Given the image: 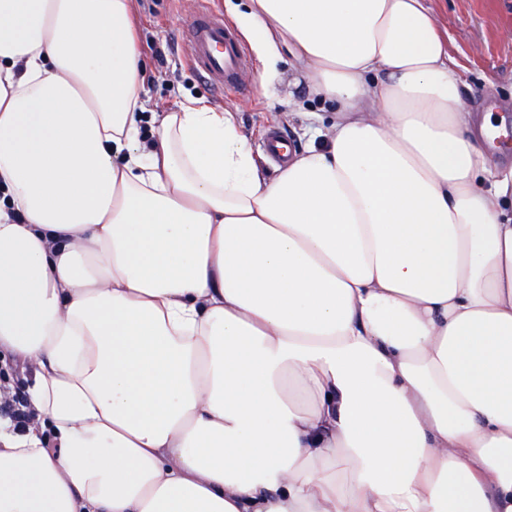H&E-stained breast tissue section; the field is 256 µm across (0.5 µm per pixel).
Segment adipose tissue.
Instances as JSON below:
<instances>
[{
  "label": "adipose tissue",
  "instance_id": "adipose-tissue-1",
  "mask_svg": "<svg viewBox=\"0 0 512 512\" xmlns=\"http://www.w3.org/2000/svg\"><path fill=\"white\" fill-rule=\"evenodd\" d=\"M233 18L335 106L272 177L131 0H0V512H512L498 124L426 0Z\"/></svg>",
  "mask_w": 512,
  "mask_h": 512
}]
</instances>
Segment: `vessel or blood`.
I'll return each mask as SVG.
<instances>
[{
    "instance_id": "b4317fda",
    "label": "vessel or blood",
    "mask_w": 512,
    "mask_h": 512,
    "mask_svg": "<svg viewBox=\"0 0 512 512\" xmlns=\"http://www.w3.org/2000/svg\"><path fill=\"white\" fill-rule=\"evenodd\" d=\"M186 53L197 73L215 89H242L247 58L236 32L215 12L201 11L190 21Z\"/></svg>"
}]
</instances>
